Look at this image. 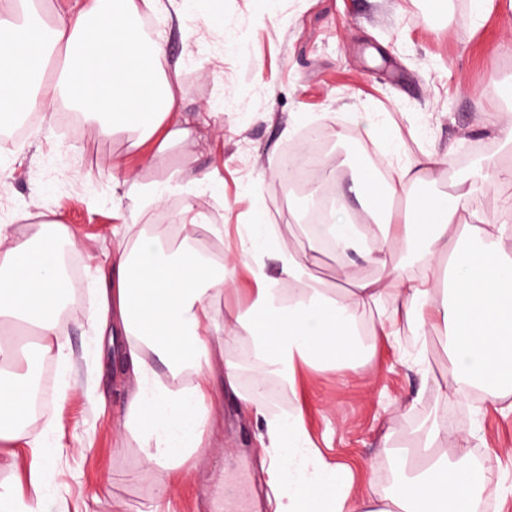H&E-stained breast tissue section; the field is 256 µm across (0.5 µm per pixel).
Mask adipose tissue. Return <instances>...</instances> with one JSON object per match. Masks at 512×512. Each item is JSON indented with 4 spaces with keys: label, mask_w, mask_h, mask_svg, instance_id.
I'll return each instance as SVG.
<instances>
[{
    "label": "adipose tissue",
    "mask_w": 512,
    "mask_h": 512,
    "mask_svg": "<svg viewBox=\"0 0 512 512\" xmlns=\"http://www.w3.org/2000/svg\"><path fill=\"white\" fill-rule=\"evenodd\" d=\"M177 0H82L79 9L43 16L39 0H16L0 13V126L20 115L66 104L97 124L107 137L132 130L138 144H151L146 166H160L168 149L193 138L187 117L177 107V93L168 77L164 37L145 38L136 24L143 11H181ZM452 152L430 151L407 160L395 176L378 182L374 167H355L350 191L365 221L385 225L382 235L368 236L357 225L334 216L327 233L341 252H355L387 271L386 282L355 277L346 270L344 293L332 297L306 281L297 250L270 243L272 229L261 210L236 227L228 258L195 249L198 237L223 241L227 227L211 224L184 204L173 237H138L119 242L111 262L93 280L97 302L88 319L100 331L112 328L134 337L129 361L137 378L130 410L146 427L147 456L164 473L181 468L198 451L209 422L211 393L208 370L215 343L232 346L242 338L253 343L259 366L256 384L296 364L350 371L362 368L369 351L359 341L366 310L391 297L389 315L378 334L389 336L400 326L426 338L442 327L448 338L449 371L454 380L478 387L491 404L512 396V257L500 248L512 235V215H487L470 209L469 200L481 181L512 182V166L492 164L479 170L467 187L415 199L414 189L430 180L440 166L452 163ZM218 173L200 171L190 180L175 176L140 182L114 179L112 206L126 224L138 223L148 210L175 195L198 196L217 189ZM408 207H396L398 199ZM24 238L0 250V466L16 468L15 426L28 412V375L13 371L16 325L38 329L46 343L60 342L62 304L70 290L58 257L65 245H76L67 225L51 210L37 214ZM478 242L464 248V235ZM416 250L419 277L399 275L394 259ZM275 252L277 275L265 258ZM449 258L456 271L446 301H438V265ZM250 282L246 309L226 310L223 320L211 303L235 289L237 272ZM150 351L171 375L189 370L197 378L184 392L160 393L150 386L152 368L140 353ZM260 439L274 485L287 486L275 512H476L480 494L498 486L497 457L481 469L467 462V433L449 437L447 427L433 424L428 439L435 447L419 471L386 496L373 498L336 483L332 474L296 469L294 455L308 434L302 412L285 419L266 418ZM451 441L452 451L441 445Z\"/></svg>",
    "instance_id": "ef3b65f1"
}]
</instances>
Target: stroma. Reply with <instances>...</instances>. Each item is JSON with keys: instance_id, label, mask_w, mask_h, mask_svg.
Masks as SVG:
<instances>
[{"instance_id": "35a3bbf8", "label": "stroma", "mask_w": 512, "mask_h": 512, "mask_svg": "<svg viewBox=\"0 0 512 512\" xmlns=\"http://www.w3.org/2000/svg\"><path fill=\"white\" fill-rule=\"evenodd\" d=\"M153 31L167 36L178 70L174 86L185 90L181 109L196 119L195 140L169 149L166 172L184 177L214 169L220 190L192 204L214 224H246L262 208L278 237L294 242L321 287L344 288L353 266L361 279H377L378 266L330 250H309L308 205L280 181L305 135L323 131L322 153L336 184L335 199L356 202L347 185L354 149L379 155L375 140L358 127L345 139L324 124L348 112L372 113L388 141L404 156L453 150L457 162L417 187L420 195L454 192L486 161L478 143L495 145L494 126L512 119V0H489L479 18L470 0H448L443 12L428 0H220L209 10L197 0L183 21L159 16ZM52 123L34 119L19 148L0 138V231H21L22 209L49 208L80 246L63 322L64 349L48 352L51 406L16 443L28 455L30 439L45 438L49 453L35 465L0 469V486L21 491L24 501L42 499L44 512H217L210 496L236 477L247 512H275L277 489L267 474L262 431L239 394L252 390L257 359L249 341L236 342V393L224 390V360L209 372L214 402L202 448L178 474L160 481V468L146 458L144 432L129 415L134 379L127 361L131 337L97 340L87 315L95 303L90 286L97 268L112 255V173L105 161L118 158L127 177L153 179L142 170L133 132L104 137L87 123L70 124L56 106ZM215 113L202 123L200 115ZM85 178L70 180L71 168ZM375 314L362 333L372 347L368 366L356 372L298 366L295 386L280 376L267 380L264 407L283 418L303 408L314 442L301 465L327 470L364 493L381 497L401 478L391 446L424 437L446 409L459 410L470 448L496 451L512 475V411L483 401L462 403L446 388L448 338L435 330L421 365L405 363L410 334L376 336Z\"/></svg>"}]
</instances>
